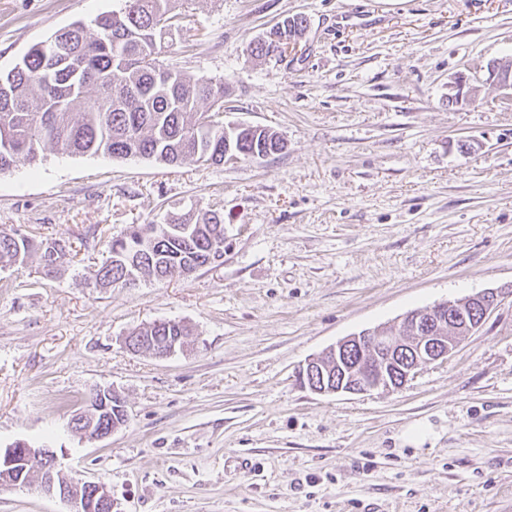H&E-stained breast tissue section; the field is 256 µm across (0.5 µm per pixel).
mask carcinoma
I'll return each mask as SVG.
<instances>
[{
	"instance_id": "obj_1",
	"label": "carcinoma",
	"mask_w": 512,
	"mask_h": 512,
	"mask_svg": "<svg viewBox=\"0 0 512 512\" xmlns=\"http://www.w3.org/2000/svg\"><path fill=\"white\" fill-rule=\"evenodd\" d=\"M118 12L56 32L64 46L52 56L37 43L21 62L0 74V172L19 161L36 162L51 147L63 154L152 158L165 165L188 161L224 163L225 139L238 157L261 158L284 148L277 133L246 126L224 129V82L191 78L160 60L162 28L178 17L185 0H122ZM306 18L285 20L250 45L258 58L282 56L283 41L301 37ZM224 240V214L189 210L163 224L131 225L112 239L109 256L92 273L96 288H125L137 280H167L172 269H197L216 262L212 242ZM72 245L0 229V258L26 262L39 256V272H55ZM190 335L176 320H160L130 333L136 351L169 349ZM96 424L109 429L127 422L125 401L111 392L99 399Z\"/></svg>"
}]
</instances>
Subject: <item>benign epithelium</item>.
Segmentation results:
<instances>
[{
    "label": "benign epithelium",
    "instance_id": "obj_1",
    "mask_svg": "<svg viewBox=\"0 0 512 512\" xmlns=\"http://www.w3.org/2000/svg\"><path fill=\"white\" fill-rule=\"evenodd\" d=\"M490 77L499 87L510 91L512 66L496 62L489 66ZM473 304L468 297L437 303L426 310L408 313L404 319L407 332L376 329L348 336L329 348L327 354L311 358L300 371L303 384L318 394H362L374 389L393 391L401 388L427 366L449 360L461 337L458 332H473L482 327L489 315L501 305L496 289L481 293ZM96 413L88 409L75 415L73 423L90 440L108 438L111 432L95 428ZM42 464L39 490L57 495L75 505L73 512H114L115 504L106 486L73 476L63 477L54 451L17 442L0 451V485H25L34 461Z\"/></svg>",
    "mask_w": 512,
    "mask_h": 512
}]
</instances>
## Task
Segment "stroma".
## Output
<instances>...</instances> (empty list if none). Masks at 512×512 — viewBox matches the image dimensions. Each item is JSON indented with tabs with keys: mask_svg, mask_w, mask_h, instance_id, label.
Here are the masks:
<instances>
[{
	"mask_svg": "<svg viewBox=\"0 0 512 512\" xmlns=\"http://www.w3.org/2000/svg\"><path fill=\"white\" fill-rule=\"evenodd\" d=\"M119 0H0V72ZM164 62L224 83V121L282 153L224 165L44 150L0 172V226L72 251L51 277L0 260V448L27 441L105 485L114 512H512V0H190ZM304 16L297 46L249 44ZM469 101L449 105L458 74ZM224 215L189 277L93 288L129 225ZM499 308L402 388L317 394L300 369L341 339L486 289ZM191 329L167 358L135 328ZM125 400L102 441L68 428ZM424 423L419 444L405 431ZM0 488V512H72Z\"/></svg>",
	"mask_w": 512,
	"mask_h": 512,
	"instance_id": "1",
	"label": "stroma"
}]
</instances>
